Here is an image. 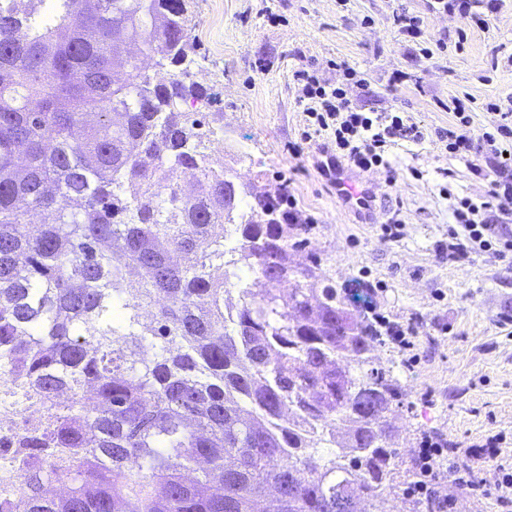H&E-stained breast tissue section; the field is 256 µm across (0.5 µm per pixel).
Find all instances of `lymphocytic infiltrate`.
<instances>
[{
	"mask_svg": "<svg viewBox=\"0 0 512 512\" xmlns=\"http://www.w3.org/2000/svg\"><path fill=\"white\" fill-rule=\"evenodd\" d=\"M505 0H431L436 13L458 12L467 25L487 29ZM293 79L301 100L306 101V115L312 125L303 131L301 140L292 144L291 152L303 156L313 147L328 154L327 170L337 163L362 172L384 171L388 184H395V171L388 151L402 144L419 145L436 137L450 156L463 159L471 174L487 181L489 190L482 201L461 197L450 206L453 223L448 228V259L458 263L472 260L482 252L496 257L512 253V239L499 238L498 227L512 223V95L489 103L501 121L494 130L475 135L473 118L465 103L452 99L453 122L428 134L427 130L398 112H362L356 109L343 87L320 79L306 68L296 69ZM444 450L440 443L425 440L419 450L420 479L409 488V496L436 504L447 512L448 496L440 486L451 482L461 490L495 496L501 506H512V460L497 448L495 438H488L482 448L466 449L470 465L449 464L440 469L437 460Z\"/></svg>",
	"mask_w": 512,
	"mask_h": 512,
	"instance_id": "obj_1",
	"label": "lymphocytic infiltrate"
}]
</instances>
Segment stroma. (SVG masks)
Listing matches in <instances>:
<instances>
[{"label":"stroma","instance_id":"35a3bbf8","mask_svg":"<svg viewBox=\"0 0 512 512\" xmlns=\"http://www.w3.org/2000/svg\"><path fill=\"white\" fill-rule=\"evenodd\" d=\"M403 12L422 18L418 42L399 35L394 18ZM193 17L189 79L209 100L184 108L223 129L225 168L262 190L290 181L299 207L316 219L306 254L318 256L337 285L363 284L372 311L414 331L413 350L389 338L377 351L405 393L392 414L401 456L411 458L428 436L465 447L490 431L502 433L512 455V262L487 254L449 262L451 202L440 193L447 185L476 200L487 182L438 144L398 146L395 185L359 173L373 201L358 210L312 160L288 152L306 108L293 73L308 63L336 84V63L354 67L368 82L354 99L364 111H399L432 130L451 121L449 99L465 96L474 132L493 127L498 117L487 103L512 94V6L483 31L432 13L428 0H194ZM434 35L444 50L421 58ZM396 70L408 81L391 84ZM395 214L402 237L390 242L382 226Z\"/></svg>","mask_w":512,"mask_h":512}]
</instances>
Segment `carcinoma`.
Instances as JSON below:
<instances>
[{"label": "carcinoma", "instance_id": "obj_1", "mask_svg": "<svg viewBox=\"0 0 512 512\" xmlns=\"http://www.w3.org/2000/svg\"><path fill=\"white\" fill-rule=\"evenodd\" d=\"M44 2L0 0V368L72 422L15 512H378L415 472L367 291L295 262L282 191L224 197L205 92L145 70L190 74L191 0Z\"/></svg>", "mask_w": 512, "mask_h": 512}]
</instances>
